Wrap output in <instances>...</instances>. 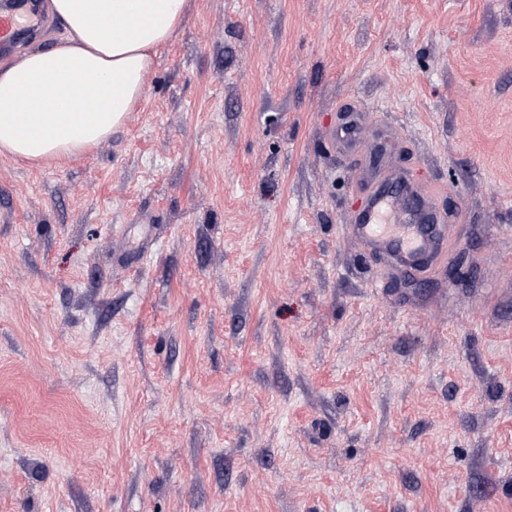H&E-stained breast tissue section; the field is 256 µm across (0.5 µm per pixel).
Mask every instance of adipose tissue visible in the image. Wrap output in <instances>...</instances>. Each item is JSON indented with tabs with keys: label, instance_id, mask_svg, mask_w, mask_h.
Here are the masks:
<instances>
[{
	"label": "adipose tissue",
	"instance_id": "obj_1",
	"mask_svg": "<svg viewBox=\"0 0 512 512\" xmlns=\"http://www.w3.org/2000/svg\"><path fill=\"white\" fill-rule=\"evenodd\" d=\"M186 0H50L65 32L46 49L0 61V154L33 163L72 156L119 130L142 98L156 50ZM34 111H23L24 102Z\"/></svg>",
	"mask_w": 512,
	"mask_h": 512
}]
</instances>
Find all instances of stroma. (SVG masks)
Returning a JSON list of instances; mask_svg holds the SVG:
<instances>
[{
	"instance_id": "1",
	"label": "stroma",
	"mask_w": 512,
	"mask_h": 512,
	"mask_svg": "<svg viewBox=\"0 0 512 512\" xmlns=\"http://www.w3.org/2000/svg\"><path fill=\"white\" fill-rule=\"evenodd\" d=\"M346 103L459 215L420 285ZM0 512H512V0H189L110 139L0 155ZM341 113L342 119L327 134L328 139L337 145L339 152L346 157L359 161L365 150L370 148L365 138L368 114L356 112V107L344 104Z\"/></svg>"
}]
</instances>
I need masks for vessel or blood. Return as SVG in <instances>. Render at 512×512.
<instances>
[{
    "label": "vessel or blood",
    "mask_w": 512,
    "mask_h": 512,
    "mask_svg": "<svg viewBox=\"0 0 512 512\" xmlns=\"http://www.w3.org/2000/svg\"><path fill=\"white\" fill-rule=\"evenodd\" d=\"M30 0H0V47L10 48L26 29L40 25ZM368 115L343 105L342 119L327 134L346 157L361 159ZM368 203L348 224L349 235L370 252L387 256L415 272H426L447 253V220L435 194L392 170L375 172L367 183Z\"/></svg>",
    "instance_id": "1"
}]
</instances>
